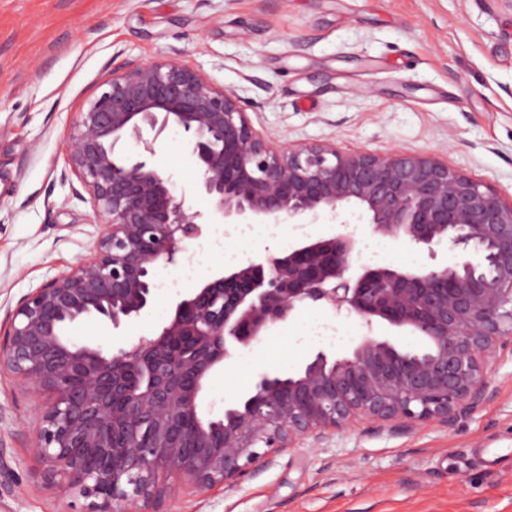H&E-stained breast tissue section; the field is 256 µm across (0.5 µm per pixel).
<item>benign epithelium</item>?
<instances>
[{
    "mask_svg": "<svg viewBox=\"0 0 512 512\" xmlns=\"http://www.w3.org/2000/svg\"><path fill=\"white\" fill-rule=\"evenodd\" d=\"M170 128L201 172L206 215L148 162ZM67 165L103 219L100 235L90 257L9 315L0 372L48 395L34 446L44 483L88 500L86 512H163L175 479L231 486L358 419L448 425L485 399L489 364L512 335V200L487 184L427 153L279 144L234 92L172 56L112 71L74 123ZM352 209L372 236L430 251L446 242L460 261L371 264L350 231L308 236L214 271L134 341L105 350L68 334L87 318L118 330L139 317L157 299L158 270L180 266L209 224L344 227ZM311 304L368 330L384 320L426 348L367 332L351 355L319 350L293 376L262 373L223 416H202L213 372Z\"/></svg>",
    "mask_w": 512,
    "mask_h": 512,
    "instance_id": "obj_1",
    "label": "benign epithelium"
}]
</instances>
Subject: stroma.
I'll return each mask as SVG.
<instances>
[{
  "mask_svg": "<svg viewBox=\"0 0 512 512\" xmlns=\"http://www.w3.org/2000/svg\"><path fill=\"white\" fill-rule=\"evenodd\" d=\"M177 56L235 91L256 128L288 143L333 141L344 151L430 152L512 198V0H0V322L47 279L91 254L100 217L66 174L72 123L113 66ZM153 164L192 210L207 212L177 129ZM294 225L207 245L162 269L156 302L120 329L71 326L82 344L115 346L146 334L225 253L248 260L285 251ZM385 262L445 267L447 245L402 248ZM335 323L340 343L296 342L304 326ZM353 318L317 306L265 336L210 377L203 411L244 399L259 374L298 372L320 350L351 355ZM490 394L452 426L410 429L362 421L307 438L232 488L174 481L169 512H512V341L497 353ZM44 397L0 375V455L10 489L0 512H82L85 501L41 480L33 451Z\"/></svg>",
  "mask_w": 512,
  "mask_h": 512,
  "instance_id": "stroma-1",
  "label": "stroma"
}]
</instances>
